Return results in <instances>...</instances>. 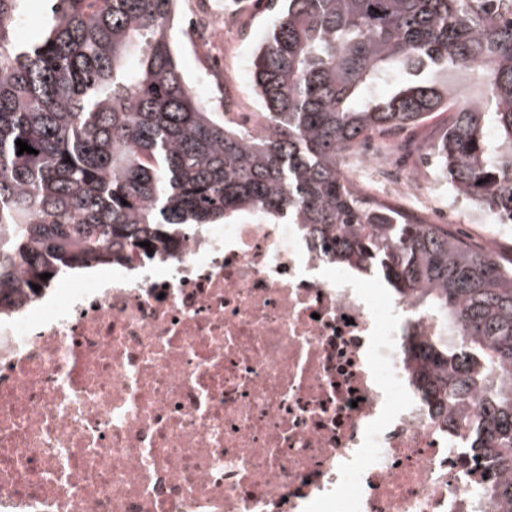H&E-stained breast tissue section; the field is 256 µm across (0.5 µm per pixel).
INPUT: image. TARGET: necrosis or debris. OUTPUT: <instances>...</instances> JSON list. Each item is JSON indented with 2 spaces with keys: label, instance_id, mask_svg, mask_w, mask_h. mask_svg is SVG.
I'll return each instance as SVG.
<instances>
[{
  "label": "necrosis or debris",
  "instance_id": "1",
  "mask_svg": "<svg viewBox=\"0 0 512 512\" xmlns=\"http://www.w3.org/2000/svg\"><path fill=\"white\" fill-rule=\"evenodd\" d=\"M195 0L187 31L224 39ZM429 173L396 178L425 224ZM296 224H211L173 257L91 266L0 315V512H491L463 473L475 402L413 383L414 300Z\"/></svg>",
  "mask_w": 512,
  "mask_h": 512
}]
</instances>
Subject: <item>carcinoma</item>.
I'll return each instance as SVG.
<instances>
[{"instance_id": "cac0c4a2", "label": "carcinoma", "mask_w": 512, "mask_h": 512, "mask_svg": "<svg viewBox=\"0 0 512 512\" xmlns=\"http://www.w3.org/2000/svg\"><path fill=\"white\" fill-rule=\"evenodd\" d=\"M21 2L0 0V287H16L0 309L89 261L170 256L186 227L300 224L327 263L382 275L441 322L407 352L440 404L480 396L466 448L492 470L480 485L492 512H512V387L493 378L512 368V264L363 195L341 170L366 141L453 107L434 168L512 223L505 0H269L276 18L253 60L261 136L183 78L175 0H49L41 40L25 45L9 39ZM450 66L477 72L482 94L438 82ZM382 82L390 91L374 94ZM19 139L37 153L17 154Z\"/></svg>"}]
</instances>
